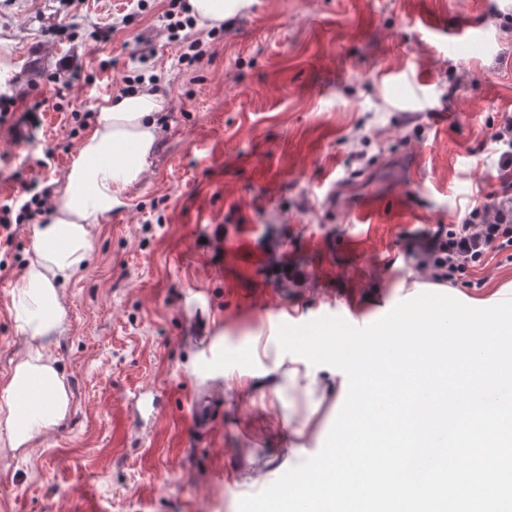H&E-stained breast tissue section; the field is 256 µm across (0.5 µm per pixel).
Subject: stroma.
I'll list each match as a JSON object with an SVG mask.
<instances>
[{
    "instance_id": "obj_1",
    "label": "stroma",
    "mask_w": 512,
    "mask_h": 512,
    "mask_svg": "<svg viewBox=\"0 0 512 512\" xmlns=\"http://www.w3.org/2000/svg\"><path fill=\"white\" fill-rule=\"evenodd\" d=\"M168 0H0V94L39 100L33 140L0 126V200L59 188L82 138L72 113L153 75L161 136L123 212L98 221L64 290L51 353L73 394L25 458L0 455V512H238L318 453L346 398L340 370L316 403L293 383L241 397L249 337L337 316L365 327L406 300L429 232L496 182L490 147L512 113V0H253L194 67L170 40ZM484 25L487 46L449 47ZM108 69H101V62ZM47 166H38V159ZM374 209L366 221L355 215ZM35 227L0 250V383L26 348L12 287ZM291 268L293 284L280 275ZM463 299L512 298V248L456 278ZM163 406L137 420L134 399ZM215 413L192 425L195 402ZM312 416L293 442L276 424ZM252 481H245V474Z\"/></svg>"
}]
</instances>
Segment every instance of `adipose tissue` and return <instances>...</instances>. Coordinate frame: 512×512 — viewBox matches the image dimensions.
<instances>
[{
  "label": "adipose tissue",
  "instance_id": "adipose-tissue-1",
  "mask_svg": "<svg viewBox=\"0 0 512 512\" xmlns=\"http://www.w3.org/2000/svg\"><path fill=\"white\" fill-rule=\"evenodd\" d=\"M252 0H188L197 28L220 27ZM164 100L151 85L99 106L90 132L51 201L47 223L38 225L26 264L13 289L14 320L29 344L0 385V447L28 456L37 439L65 417L71 393L50 354L63 334V290L84 269L99 218L121 203L122 193L145 176L160 135L156 115ZM259 366L239 375L242 395L255 389L279 394L285 381H302L307 393L323 391L303 353L271 355L252 342ZM36 392L39 402L24 404Z\"/></svg>",
  "mask_w": 512,
  "mask_h": 512
}]
</instances>
